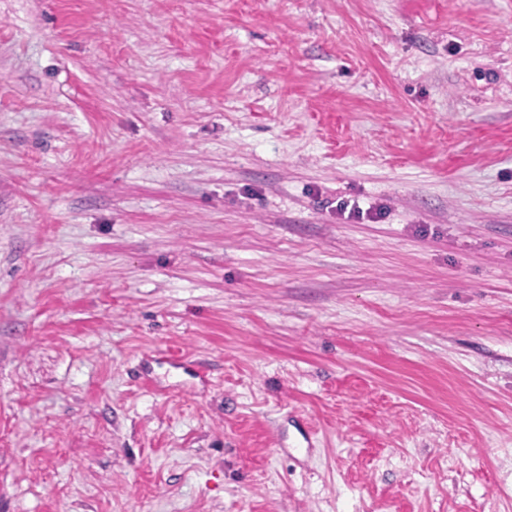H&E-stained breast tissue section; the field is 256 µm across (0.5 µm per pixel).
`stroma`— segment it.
<instances>
[{"mask_svg": "<svg viewBox=\"0 0 512 512\" xmlns=\"http://www.w3.org/2000/svg\"><path fill=\"white\" fill-rule=\"evenodd\" d=\"M0 512H512V0H0Z\"/></svg>", "mask_w": 512, "mask_h": 512, "instance_id": "obj_1", "label": "stroma"}]
</instances>
